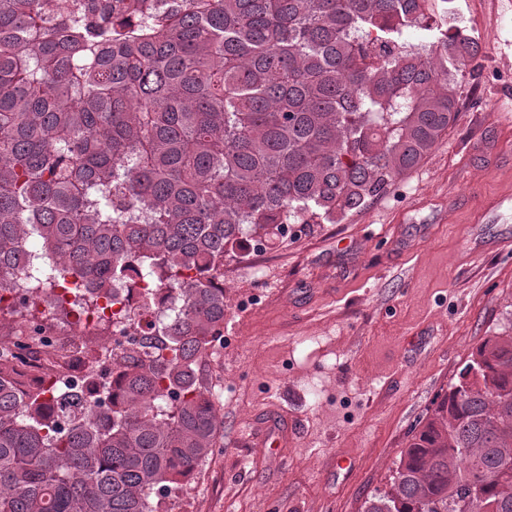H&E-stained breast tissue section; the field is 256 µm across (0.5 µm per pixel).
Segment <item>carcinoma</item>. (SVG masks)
Listing matches in <instances>:
<instances>
[{
    "label": "carcinoma",
    "mask_w": 512,
    "mask_h": 512,
    "mask_svg": "<svg viewBox=\"0 0 512 512\" xmlns=\"http://www.w3.org/2000/svg\"><path fill=\"white\" fill-rule=\"evenodd\" d=\"M428 0H0V285L93 307L137 268L160 355L98 343L79 389L0 354V512H174L218 445L200 364L224 256L334 224L456 120L472 40L409 44ZM363 512H512V334L469 354Z\"/></svg>",
    "instance_id": "cac0c4a2"
}]
</instances>
